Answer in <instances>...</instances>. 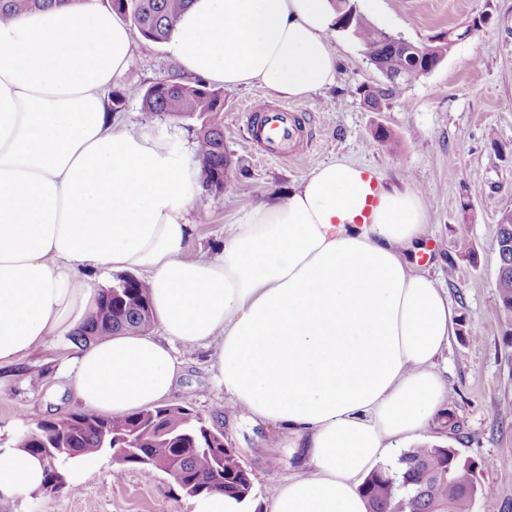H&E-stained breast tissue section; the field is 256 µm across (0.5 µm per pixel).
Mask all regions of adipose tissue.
I'll return each instance as SVG.
<instances>
[{
    "mask_svg": "<svg viewBox=\"0 0 512 512\" xmlns=\"http://www.w3.org/2000/svg\"><path fill=\"white\" fill-rule=\"evenodd\" d=\"M331 0H193L170 49L191 77L304 98L333 83ZM133 53L97 0H55L0 22V361L77 328L106 270L144 274L156 331L83 347L70 386L92 412L160 405L175 345L213 346L234 405L286 429L306 473L264 512H368L359 488L448 401L437 362L454 311L408 260L427 231L419 192L344 158L224 227L187 258L204 213L201 164L109 107ZM42 461L0 445V497L41 488Z\"/></svg>",
    "mask_w": 512,
    "mask_h": 512,
    "instance_id": "obj_1",
    "label": "adipose tissue"
}]
</instances>
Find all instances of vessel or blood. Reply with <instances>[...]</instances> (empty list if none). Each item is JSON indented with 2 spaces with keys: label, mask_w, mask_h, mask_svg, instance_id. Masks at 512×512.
<instances>
[{
  "label": "vessel or blood",
  "mask_w": 512,
  "mask_h": 512,
  "mask_svg": "<svg viewBox=\"0 0 512 512\" xmlns=\"http://www.w3.org/2000/svg\"><path fill=\"white\" fill-rule=\"evenodd\" d=\"M246 126L253 144L263 148L265 156L283 159L299 130L295 107L249 104L244 108Z\"/></svg>",
  "instance_id": "1"
}]
</instances>
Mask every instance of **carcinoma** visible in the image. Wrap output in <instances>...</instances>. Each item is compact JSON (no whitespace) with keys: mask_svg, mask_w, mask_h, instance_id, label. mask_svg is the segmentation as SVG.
I'll list each match as a JSON object with an SVG mask.
<instances>
[{"mask_svg":"<svg viewBox=\"0 0 512 512\" xmlns=\"http://www.w3.org/2000/svg\"><path fill=\"white\" fill-rule=\"evenodd\" d=\"M190 0H107L108 7L137 29L145 40H170L174 22ZM53 0H0V21L40 10ZM344 29L362 44L366 56L378 64L387 80L373 88L357 89L374 110L399 97L405 82L394 76L403 68V51L388 33L373 26L363 14H355ZM460 42V35L442 34L415 45L421 59L441 63ZM141 111L163 114L174 121L204 117L196 129L197 157L205 186L231 169L224 149V92L201 80L171 78L160 92L146 89ZM489 249L499 266L496 288L499 317L512 332V214L500 219ZM153 325L149 287L135 278L115 279L99 291L95 308L83 325L71 334L72 343L83 346L118 333H143ZM21 447L45 462L41 493L54 494L67 482L66 463L74 458L110 455L125 469L173 470L178 486L194 497L221 492L247 498L252 491L250 471L234 448L224 446V432L210 425L192 404L162 405L153 409L106 417L75 412L59 418H38L22 437ZM398 469L380 467L362 485L369 512H471L477 494L487 492L475 480L474 461L453 448L420 444L401 453Z\"/></svg>","mask_w":512,"mask_h":512,"instance_id":"obj_1","label":"carcinoma"}]
</instances>
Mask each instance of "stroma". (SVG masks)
Segmentation results:
<instances>
[{
	"instance_id": "stroma-1",
	"label": "stroma",
	"mask_w": 512,
	"mask_h": 512,
	"mask_svg": "<svg viewBox=\"0 0 512 512\" xmlns=\"http://www.w3.org/2000/svg\"><path fill=\"white\" fill-rule=\"evenodd\" d=\"M358 11L377 28L417 43L474 16L485 21L459 42L431 73L410 81L399 98L380 112L364 107L357 89L379 80L359 41L331 30L338 70L333 85L299 99L304 125L295 156L265 159L250 146L244 105L280 104L262 86L224 92V146L232 160L222 194L202 191L209 216L194 227L192 256L218 255L225 225L270 199L287 196L318 162L346 158L377 171L389 187L419 191L428 212L423 250L412 256L417 271L447 290L456 325L439 364L448 384L454 421L434 418L425 434L432 444L450 446L475 464L478 484L472 512H512V334L497 314L498 259L488 245L504 213H512V0H379ZM180 66L166 44L136 39L127 71L113 84L129 123L148 124L184 152L195 149L199 120L175 122L141 110L144 90ZM391 132L385 146L377 128ZM470 228L471 255L461 254L457 225ZM77 354L69 337L0 363V433L25 434L31 417L58 418L79 411L69 385L68 363ZM203 348L179 349L180 379L172 404L193 403L224 432L252 474L251 497L263 501L284 478L298 473L299 457L287 437L268 423H254L231 407ZM115 462L104 455L58 494L1 499L0 512H190V498L165 472L126 470L114 479Z\"/></svg>"
}]
</instances>
